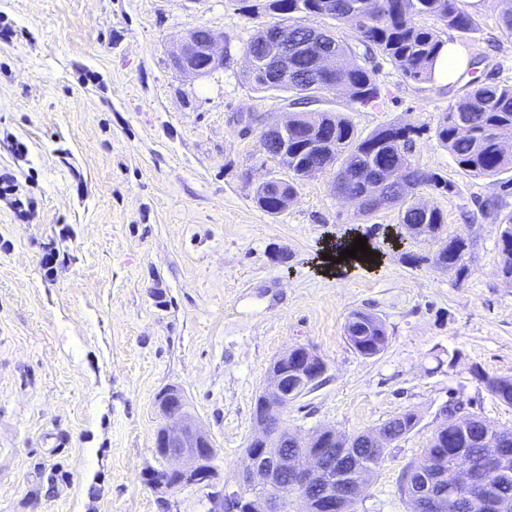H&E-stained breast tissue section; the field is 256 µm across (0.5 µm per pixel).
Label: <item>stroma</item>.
I'll list each match as a JSON object with an SVG mask.
<instances>
[{"mask_svg":"<svg viewBox=\"0 0 512 512\" xmlns=\"http://www.w3.org/2000/svg\"><path fill=\"white\" fill-rule=\"evenodd\" d=\"M260 0H0V512H206L204 490L168 505L142 480L155 452L158 394L175 385L211 435L220 479L254 435L266 371L295 346L326 371L280 423L300 438L355 434L413 410L357 512H411L398 493L461 402L512 427L475 371L512 376V280L499 227L479 204L496 179L461 170L433 136L462 84L417 82L376 58L378 106L326 95L358 134L419 127L414 161L450 190H414L449 234L475 243L468 278L422 263L397 209L369 217L334 194L331 175L296 182L272 216L253 187L287 168L264 160L250 114L282 115L281 93L245 81L243 49L270 18ZM475 33L443 31L484 82L512 85V39L494 0H461ZM222 32L232 59L210 78L180 76L170 52L186 32ZM293 180V179H292ZM363 238L375 253L325 266L330 244ZM363 310L387 328L373 357L348 344Z\"/></svg>","mask_w":512,"mask_h":512,"instance_id":"stroma-1","label":"stroma"}]
</instances>
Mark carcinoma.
I'll return each mask as SVG.
<instances>
[{"label":"carcinoma","instance_id":"obj_1","mask_svg":"<svg viewBox=\"0 0 512 512\" xmlns=\"http://www.w3.org/2000/svg\"><path fill=\"white\" fill-rule=\"evenodd\" d=\"M459 0H263L262 9L274 22L257 29L247 42V52L257 65L244 77L260 91L292 93V105L320 102L330 91L346 87L353 102L374 107L380 98L374 60L387 58L405 77L414 81L432 80L436 60L446 44L439 32L422 26L421 16L437 19L450 31L466 34L477 26L475 18L462 10ZM330 19L350 26L352 42L336 40V65L329 70L318 67L305 51L288 56V75L292 81L278 88L271 84L259 65L270 46L266 34L286 26L295 39L303 41L317 27L315 20ZM470 68L464 93L443 113L435 128L437 142L454 157L459 167L474 177L496 178L512 172V152L502 147L512 135V85L484 84ZM413 127L387 124L368 135H357L353 124L338 112L312 109L297 113L288 125V171L302 180L335 172L336 196H364L368 205L360 211L370 216L376 211L398 209L400 224L409 237L436 246L429 260L433 268L462 281L470 273L474 244L461 236H450L444 216L436 207H422L401 190L397 181L418 188L431 185L445 189L448 182L435 173L418 167L412 160L415 140ZM296 193L293 182L277 180L255 189L254 200L270 215L285 211V203ZM500 269L512 279V218L499 225ZM345 335L354 337L352 348L362 356H375L386 347L384 322L363 311L351 312L345 322ZM485 389L501 403L512 406V377L475 372ZM461 406H445V422L435 431L424 449L423 460L408 464L402 471L398 492L413 504L420 503L418 492L424 477L435 480L442 490L447 483L457 484L468 476L485 480L486 503L468 507L457 500L443 512H500L499 504L512 502V480L501 481L490 471L486 448L495 444L512 453V428L492 427L473 415L456 418ZM420 422L418 413L408 411L393 416L375 429L354 435L338 434L334 446L343 456L336 467L362 479L373 475L386 458L388 445L410 434ZM304 449L285 431L271 442V453L286 461H301ZM358 498L350 491L336 489L337 512H356Z\"/></svg>","mask_w":512,"mask_h":512}]
</instances>
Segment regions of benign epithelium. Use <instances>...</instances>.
<instances>
[{
	"instance_id": "7a95c632",
	"label": "benign epithelium",
	"mask_w": 512,
	"mask_h": 512,
	"mask_svg": "<svg viewBox=\"0 0 512 512\" xmlns=\"http://www.w3.org/2000/svg\"><path fill=\"white\" fill-rule=\"evenodd\" d=\"M224 34L212 29L199 36L197 30L188 31L173 46L171 60L175 69L192 79L203 80L224 68ZM296 49L288 41V31L277 36L263 65L283 84H288V75L280 72V58ZM263 129L272 138H282L288 132V121L269 115L262 116ZM299 347H294L274 360L266 373V384L255 410L257 434L252 438L251 456L244 464L239 479L232 484L215 486L211 477L215 455L210 435L199 425L187 407L183 392L177 387L164 389L156 400V408L163 420L155 436V448L167 461L164 474L148 471L143 481L156 493L165 495L185 486H197L208 490V512H224V499L235 501L236 512H307V500L298 495L291 508L283 507L279 474L281 468L268 462L270 426L278 422L276 412L284 409L297 392L312 376L322 371L324 362L312 353H307L303 363L293 372L280 368V364L297 357ZM322 431L307 439L298 440L306 449L301 465L293 470L298 486L305 487L321 479L331 478L332 467L326 464L319 450ZM487 455L494 473L507 477L508 456L500 448H490Z\"/></svg>"
}]
</instances>
